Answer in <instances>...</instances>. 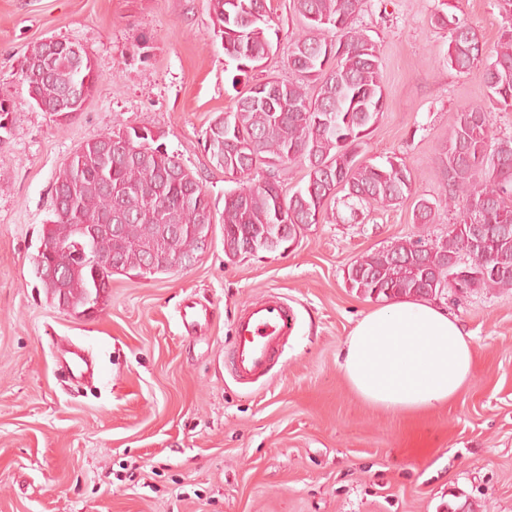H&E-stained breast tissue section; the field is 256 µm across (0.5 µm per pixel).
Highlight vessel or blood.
Listing matches in <instances>:
<instances>
[{
	"label": "vessel or blood",
	"instance_id": "obj_1",
	"mask_svg": "<svg viewBox=\"0 0 512 512\" xmlns=\"http://www.w3.org/2000/svg\"><path fill=\"white\" fill-rule=\"evenodd\" d=\"M295 327V317L280 297L271 295L249 303L235 323L231 366L237 380L252 384L268 374L281 344ZM63 368L82 377L92 373L91 361L82 349L68 351Z\"/></svg>",
	"mask_w": 512,
	"mask_h": 512
}]
</instances>
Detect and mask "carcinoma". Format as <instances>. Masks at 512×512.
<instances>
[{
  "label": "carcinoma",
  "instance_id": "1",
  "mask_svg": "<svg viewBox=\"0 0 512 512\" xmlns=\"http://www.w3.org/2000/svg\"><path fill=\"white\" fill-rule=\"evenodd\" d=\"M363 0H294L301 25L292 40L291 80L270 77L239 94L228 115L216 116L206 130V148L215 165L233 172V164L252 154L270 182L255 184L247 174L224 193V255L234 261L260 252L287 249L343 186L346 198L361 205L390 207L415 199L416 224L433 222L435 204L416 195L415 176L402 159L372 163L362 156L367 140L386 108L380 76V47L353 26ZM213 35L242 76L262 66L272 52L271 9L267 0H209ZM435 24L448 28V67L468 72L482 61L485 43L471 27L445 13ZM29 97L53 110L82 111L63 97L65 83L89 78L94 94L97 74L88 53L75 62L59 56L49 71L21 72ZM491 105L512 110V27L481 71ZM489 112L471 105L457 113L443 151L445 205L455 222L445 235L409 237L389 249L357 258L348 269L351 288L365 298L440 297L452 289L448 276L465 271L462 293L512 288V138L487 133ZM128 138L139 148L124 164L114 161L106 140ZM294 165L304 167L307 183L288 196L283 185ZM178 169L179 178L167 175ZM484 177L475 179L477 171ZM53 189L62 208L43 225L40 239L52 242L53 273L39 278L59 308L78 312L95 307L107 291L112 272L84 259L121 253L125 273H142L149 259L180 254L194 257L213 233L211 207L199 178L161 146L145 144L137 128L120 126L79 145L56 175ZM179 228L168 241L163 231L144 225ZM78 224H118L117 233L83 236ZM482 237L471 253L473 231Z\"/></svg>",
  "mask_w": 512,
  "mask_h": 512
}]
</instances>
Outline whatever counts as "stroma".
<instances>
[{
  "label": "stroma",
  "mask_w": 512,
  "mask_h": 512,
  "mask_svg": "<svg viewBox=\"0 0 512 512\" xmlns=\"http://www.w3.org/2000/svg\"><path fill=\"white\" fill-rule=\"evenodd\" d=\"M273 54L249 83L290 78L299 18L268 0ZM446 11L494 49L512 20L496 0H365L359 28L381 46L384 115L365 158L398 156L418 195L435 202L432 235L453 217L441 153L457 112L485 103L480 68L448 67ZM209 0H0V512H512V290L447 293L435 303L471 336L465 388L428 412L390 413L349 388L343 341L375 301L352 289L361 255L415 235L413 201L327 214L286 252L229 261L224 230L187 268L147 279L113 275L97 309H59L35 274L56 173L81 143L119 123L162 134L200 179L214 217L233 183L211 161L205 131L237 95ZM80 44L98 81L83 112L58 125L29 98L20 69L31 47ZM280 296L295 331L272 372L246 386L228 358L249 302ZM194 301L213 311L186 330ZM88 350L92 382L57 371L59 345Z\"/></svg>",
  "instance_id": "1"
}]
</instances>
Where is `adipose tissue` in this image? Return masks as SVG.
<instances>
[{"mask_svg":"<svg viewBox=\"0 0 512 512\" xmlns=\"http://www.w3.org/2000/svg\"><path fill=\"white\" fill-rule=\"evenodd\" d=\"M337 362L350 389L370 405L393 413L430 411L460 392L472 349L443 308L400 298L356 321Z\"/></svg>","mask_w":512,"mask_h":512,"instance_id":"adipose-tissue-1","label":"adipose tissue"}]
</instances>
